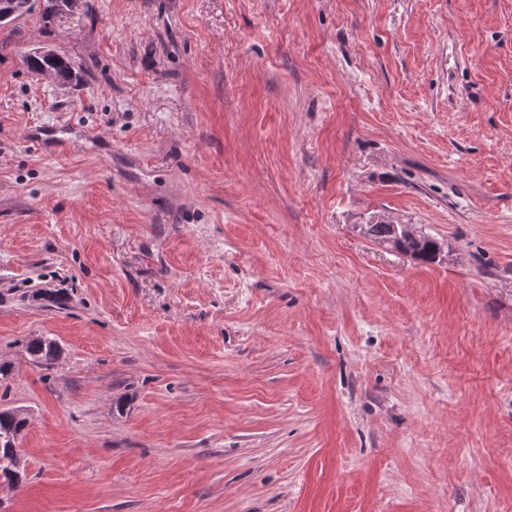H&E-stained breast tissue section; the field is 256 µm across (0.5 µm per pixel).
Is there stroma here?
I'll use <instances>...</instances> for the list:
<instances>
[{"instance_id": "1", "label": "stroma", "mask_w": 512, "mask_h": 512, "mask_svg": "<svg viewBox=\"0 0 512 512\" xmlns=\"http://www.w3.org/2000/svg\"><path fill=\"white\" fill-rule=\"evenodd\" d=\"M43 9L0 26V512H512V0ZM25 62L30 69L36 72L52 73L63 82H70L73 79H77L70 62L60 55L52 59H47L38 54L29 55L25 58ZM366 233L425 263H435L444 252L436 237L417 230L411 224H370ZM26 352L33 363L48 368L59 358L61 350L55 339L40 336L27 343ZM18 409L0 410V476L9 481L19 482L20 464L10 448L18 444V439L28 423V416Z\"/></svg>"}]
</instances>
